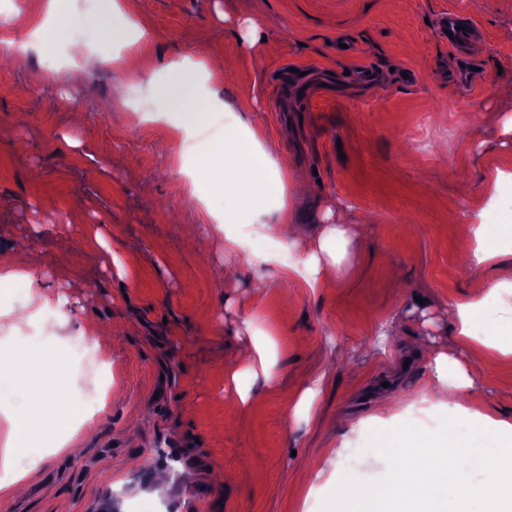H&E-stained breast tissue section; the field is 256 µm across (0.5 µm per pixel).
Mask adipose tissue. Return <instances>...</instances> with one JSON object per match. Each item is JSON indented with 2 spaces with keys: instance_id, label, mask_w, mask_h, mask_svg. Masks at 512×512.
I'll return each mask as SVG.
<instances>
[{
  "instance_id": "ef3b65f1",
  "label": "adipose tissue",
  "mask_w": 512,
  "mask_h": 512,
  "mask_svg": "<svg viewBox=\"0 0 512 512\" xmlns=\"http://www.w3.org/2000/svg\"><path fill=\"white\" fill-rule=\"evenodd\" d=\"M175 71V79L166 94L177 115L178 127L189 131L206 121L209 108L197 96L194 67L182 62L176 64ZM267 163V156L255 139L227 136L199 146L193 175L210 177L233 168L239 178L225 183L224 192L234 197L239 207L249 210L254 203L251 186L267 185ZM278 230L302 244L304 259L301 265L290 269V276L302 278L314 289L321 287L330 271L344 259L353 227L320 224L309 232L302 225L283 223ZM36 260V255L30 252L0 249V287L18 284L24 290L20 305L0 309V329L12 330L34 321L44 310L63 308L64 300L57 292V285L68 279L67 268L55 266L51 278H38L32 273ZM472 384L473 379L460 360L440 350L430 363L423 395L454 409L456 421L465 422L481 416L478 409H467L460 404L462 398L469 396ZM28 386V377L18 366L15 354L0 347V395L25 398L23 405L11 414L7 434L0 441V469L7 472L6 477L0 478L1 495L13 494L29 478V471L13 472L12 465L17 458L28 454L31 443L38 439L57 447L58 434L67 430L77 415V408L67 398L62 380L48 383L36 397L28 396Z\"/></svg>"
}]
</instances>
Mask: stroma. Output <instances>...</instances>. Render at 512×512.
I'll return each instance as SVG.
<instances>
[{
  "instance_id": "1",
  "label": "stroma",
  "mask_w": 512,
  "mask_h": 512,
  "mask_svg": "<svg viewBox=\"0 0 512 512\" xmlns=\"http://www.w3.org/2000/svg\"><path fill=\"white\" fill-rule=\"evenodd\" d=\"M46 3L0 0V244L34 246L40 275L68 265L70 328L109 325L112 352L71 357L54 319L0 330L20 360L34 347L59 359L80 409L63 437L83 448L33 446L16 466L34 473L21 494L0 495V512H131L148 500L157 512H321L344 474L382 476L369 434L409 422L430 356L446 347L467 362L474 405L512 421V355L487 347L512 323V141L500 133L512 115V0H127L147 33L134 76L99 40L110 0H69L55 50L66 57L80 41L86 58L42 70L29 40ZM448 10L483 33L478 93L449 75L453 55L432 25ZM339 40L356 54H338ZM211 56L228 69L199 78L217 98L211 125L165 136L168 103L154 84L172 63ZM359 67L375 70L372 84L348 79ZM75 103L90 114L84 125L70 122ZM241 119L269 175L309 193L264 194L245 216L211 185L200 203L188 179L194 146ZM285 217L353 225L324 287L281 281L302 256L275 229ZM185 220L200 222L197 237ZM479 226L509 267L477 262ZM229 264L238 277L216 286ZM475 295L467 339L445 313ZM389 323L396 343L375 347ZM256 339L273 347V378L244 376L243 405L224 372ZM323 373L312 417L295 413L304 383ZM385 390L398 401L391 416L378 406ZM353 448L366 454L348 472L341 453ZM322 460L325 474L301 483ZM152 468L174 474L165 497L151 495Z\"/></svg>"
}]
</instances>
